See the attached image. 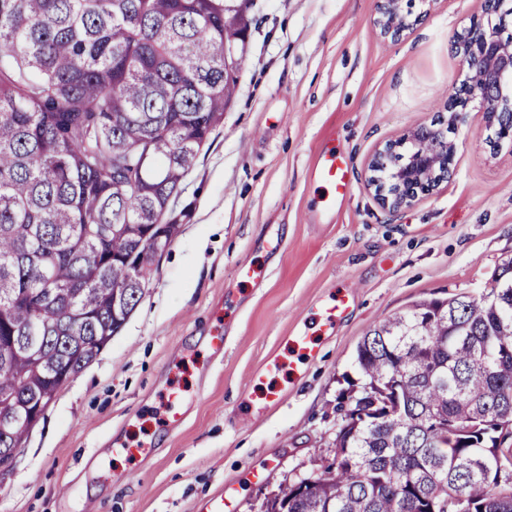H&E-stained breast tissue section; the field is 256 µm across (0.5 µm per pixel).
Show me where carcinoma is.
Returning a JSON list of instances; mask_svg holds the SVG:
<instances>
[{
    "instance_id": "carcinoma-1",
    "label": "carcinoma",
    "mask_w": 512,
    "mask_h": 512,
    "mask_svg": "<svg viewBox=\"0 0 512 512\" xmlns=\"http://www.w3.org/2000/svg\"><path fill=\"white\" fill-rule=\"evenodd\" d=\"M249 2L0 0L1 411L52 403L137 306L152 225L224 123ZM356 363L333 462L266 512H411L417 490L435 512H512L493 423L512 414V258L479 296L375 325ZM26 440L0 433V458Z\"/></svg>"
}]
</instances>
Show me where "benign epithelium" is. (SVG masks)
<instances>
[{
	"instance_id": "obj_1",
	"label": "benign epithelium",
	"mask_w": 512,
	"mask_h": 512,
	"mask_svg": "<svg viewBox=\"0 0 512 512\" xmlns=\"http://www.w3.org/2000/svg\"><path fill=\"white\" fill-rule=\"evenodd\" d=\"M402 0H377L373 25L383 37L393 39L413 26L401 9ZM483 14L452 37V47L463 74L464 92L448 99V129L420 124L401 140L388 141L376 150L367 169L368 189L384 209L395 211L432 193L448 178L455 162L456 147L448 133L462 121L475 103L499 141L512 142V38L503 36L493 18L501 15L502 0H483ZM43 413L0 412V429L32 430Z\"/></svg>"
}]
</instances>
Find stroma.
Listing matches in <instances>:
<instances>
[{
    "label": "stroma",
    "instance_id": "stroma-1",
    "mask_svg": "<svg viewBox=\"0 0 512 512\" xmlns=\"http://www.w3.org/2000/svg\"><path fill=\"white\" fill-rule=\"evenodd\" d=\"M415 10L421 23L394 41L373 25L376 0H253L224 126L167 215L179 233L124 326L0 474V512H202L227 489L234 512H261L332 460L336 399L371 327L490 288L512 258V144L490 147L483 113L452 130L455 165L430 196L390 212L365 187L376 147L447 127L463 80L449 38L481 0ZM330 150L351 179L331 209L314 175ZM342 294L349 309L323 332ZM297 336L316 345L310 359ZM167 405L176 426L158 415Z\"/></svg>",
    "mask_w": 512,
    "mask_h": 512
}]
</instances>
